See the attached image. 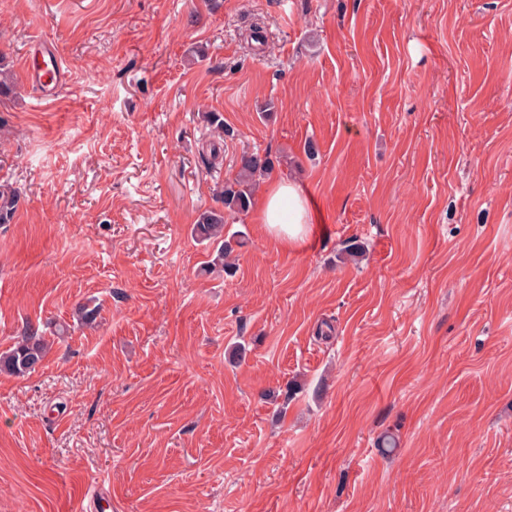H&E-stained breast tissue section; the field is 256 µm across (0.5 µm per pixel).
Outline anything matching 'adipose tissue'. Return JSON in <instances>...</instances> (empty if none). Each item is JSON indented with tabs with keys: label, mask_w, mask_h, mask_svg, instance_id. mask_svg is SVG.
<instances>
[{
	"label": "adipose tissue",
	"mask_w": 512,
	"mask_h": 512,
	"mask_svg": "<svg viewBox=\"0 0 512 512\" xmlns=\"http://www.w3.org/2000/svg\"><path fill=\"white\" fill-rule=\"evenodd\" d=\"M317 217L303 186L295 181L268 179L255 208V221L281 245H299L309 236Z\"/></svg>",
	"instance_id": "ef3b65f1"
}]
</instances>
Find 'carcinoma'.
<instances>
[{
  "label": "carcinoma",
  "mask_w": 512,
  "mask_h": 512,
  "mask_svg": "<svg viewBox=\"0 0 512 512\" xmlns=\"http://www.w3.org/2000/svg\"><path fill=\"white\" fill-rule=\"evenodd\" d=\"M273 161L268 154L244 152L237 160V173L224 182L219 196L224 209L203 211L192 225L191 235L197 241L216 245L214 258L204 268V272H223L233 275L236 266L229 260L234 248L232 242L224 239L226 216L245 215L252 206L254 187L257 179L269 173ZM21 191L18 187L0 182V224L13 222L19 209ZM52 345L51 340L36 332L19 339L9 349L0 352V374L24 376L31 373L41 363Z\"/></svg>",
  "instance_id": "obj_1"
}]
</instances>
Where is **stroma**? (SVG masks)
<instances>
[{"label": "stroma", "mask_w": 512, "mask_h": 512, "mask_svg": "<svg viewBox=\"0 0 512 512\" xmlns=\"http://www.w3.org/2000/svg\"><path fill=\"white\" fill-rule=\"evenodd\" d=\"M0 58V351L100 307L0 375V512H512V0H0ZM246 150L319 222L202 273ZM21 191L8 182H0V224L13 222L19 209Z\"/></svg>", "instance_id": "1"}]
</instances>
